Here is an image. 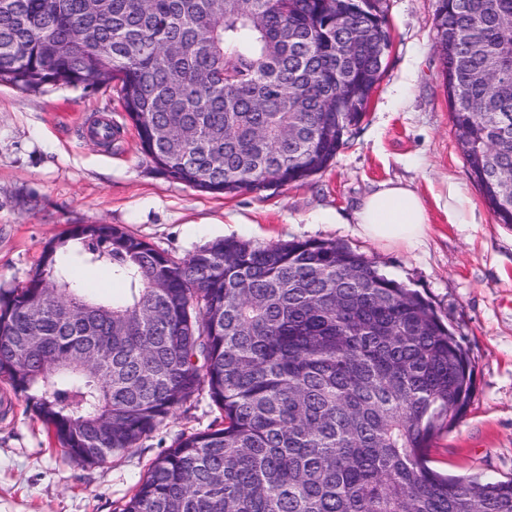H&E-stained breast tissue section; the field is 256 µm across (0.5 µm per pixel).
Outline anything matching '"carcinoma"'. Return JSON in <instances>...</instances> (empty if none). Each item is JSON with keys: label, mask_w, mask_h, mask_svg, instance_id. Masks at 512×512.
Here are the masks:
<instances>
[{"label": "carcinoma", "mask_w": 512, "mask_h": 512, "mask_svg": "<svg viewBox=\"0 0 512 512\" xmlns=\"http://www.w3.org/2000/svg\"><path fill=\"white\" fill-rule=\"evenodd\" d=\"M358 0H0V82L115 89L168 177L234 195L325 171L388 46L334 19ZM456 143L512 225V0H438ZM106 268L120 297L74 280ZM0 378L77 461L135 447L204 391L119 512H512V479L450 477L429 451L466 414L468 350L420 292L350 247L217 239L175 258L74 224L0 291ZM112 417L103 435L99 421Z\"/></svg>", "instance_id": "carcinoma-1"}]
</instances>
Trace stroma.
Instances as JSON below:
<instances>
[{
  "label": "stroma",
  "instance_id": "1",
  "mask_svg": "<svg viewBox=\"0 0 512 512\" xmlns=\"http://www.w3.org/2000/svg\"><path fill=\"white\" fill-rule=\"evenodd\" d=\"M436 7L437 0H383L392 51L356 134L325 172L232 197L161 174L113 92L33 93L0 83V290L25 284L46 243L71 224H117L178 258L227 237L347 245L428 298L469 351L474 396L431 448V467L512 478V226L497 223L457 146ZM102 114L117 132L108 146L87 136ZM452 179L465 187L475 223H449ZM390 180L408 184L426 207L427 235L416 249L378 246L352 222L358 200ZM218 415L200 394L135 448L84 464L0 383V512H118L179 435L207 430Z\"/></svg>",
  "mask_w": 512,
  "mask_h": 512
}]
</instances>
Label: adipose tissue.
<instances>
[{
  "label": "adipose tissue",
  "mask_w": 512,
  "mask_h": 512,
  "mask_svg": "<svg viewBox=\"0 0 512 512\" xmlns=\"http://www.w3.org/2000/svg\"><path fill=\"white\" fill-rule=\"evenodd\" d=\"M354 222L362 236L372 242L409 248L424 238L428 215L416 192L390 181L362 198Z\"/></svg>",
  "instance_id": "obj_1"
}]
</instances>
